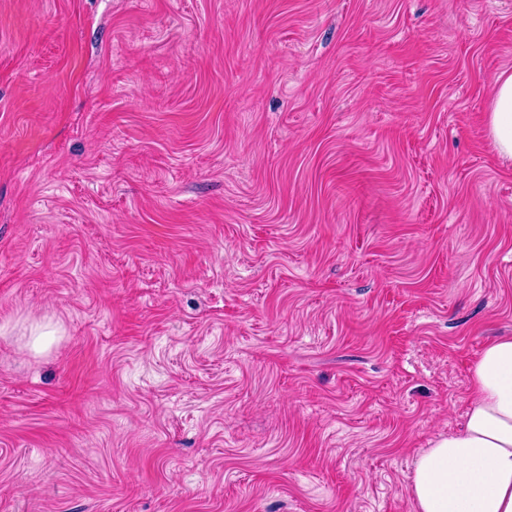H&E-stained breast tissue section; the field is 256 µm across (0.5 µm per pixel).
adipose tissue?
I'll return each mask as SVG.
<instances>
[{"mask_svg": "<svg viewBox=\"0 0 512 512\" xmlns=\"http://www.w3.org/2000/svg\"><path fill=\"white\" fill-rule=\"evenodd\" d=\"M488 132L512 161V71L495 78ZM459 431L433 441L413 463V512H512V338L485 346L471 370Z\"/></svg>", "mask_w": 512, "mask_h": 512, "instance_id": "adipose-tissue-1", "label": "adipose tissue"}]
</instances>
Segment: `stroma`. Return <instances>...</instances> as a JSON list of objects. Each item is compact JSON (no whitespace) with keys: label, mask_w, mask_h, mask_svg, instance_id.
<instances>
[{"label":"stroma","mask_w":512,"mask_h":512,"mask_svg":"<svg viewBox=\"0 0 512 512\" xmlns=\"http://www.w3.org/2000/svg\"><path fill=\"white\" fill-rule=\"evenodd\" d=\"M505 69L512 0H0V512H412L512 336ZM488 132L499 157L512 161V71L495 77V93L488 115ZM57 335L58 329L50 323L33 325L29 333L28 347L35 353L44 352L51 347Z\"/></svg>","instance_id":"obj_1"}]
</instances>
